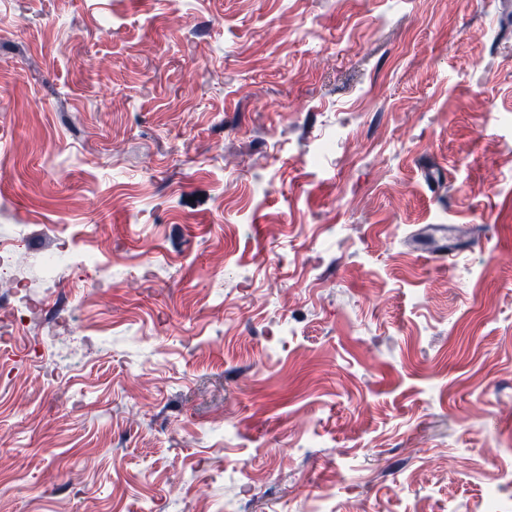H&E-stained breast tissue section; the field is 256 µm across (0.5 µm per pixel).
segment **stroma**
<instances>
[{
	"label": "stroma",
	"mask_w": 512,
	"mask_h": 512,
	"mask_svg": "<svg viewBox=\"0 0 512 512\" xmlns=\"http://www.w3.org/2000/svg\"><path fill=\"white\" fill-rule=\"evenodd\" d=\"M0 238V512H512V0H0Z\"/></svg>",
	"instance_id": "35a3bbf8"
}]
</instances>
